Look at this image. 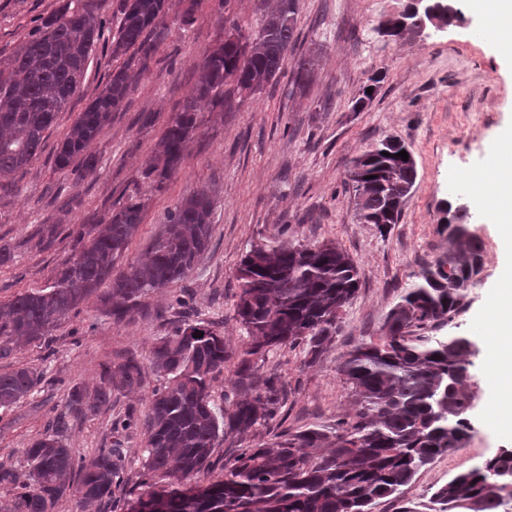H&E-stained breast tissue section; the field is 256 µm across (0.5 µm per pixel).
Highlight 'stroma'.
<instances>
[{"mask_svg": "<svg viewBox=\"0 0 512 512\" xmlns=\"http://www.w3.org/2000/svg\"><path fill=\"white\" fill-rule=\"evenodd\" d=\"M407 0H300L296 45L276 85L235 101L232 110L202 106L199 129L188 143L177 174L154 190L143 172L156 161L155 144L184 99L193 91L194 66L224 39L218 0H197L192 23L181 21L184 0H170L163 18L169 34L159 45L120 112L92 146L98 158L94 178L74 183L54 166L56 148L79 112L104 87L119 65L110 48L97 46L80 89L44 134L37 157L18 174V190L0 191V244L11 262L0 267V302L46 286L55 268L77 247L72 228L101 223L131 190L145 202L143 222L113 275L142 259L161 232L165 215L184 196L204 186L216 189L210 246L182 284L149 294L144 310L123 321L106 315L99 296H90L54 331L49 345L18 350L6 365H36L46 378L18 407L0 414V465L12 469L15 485H0V512H8L15 486L27 479L24 450L46 430L73 386L94 390L104 366L135 354L148 362L156 340L181 318L174 297L192 291L198 318L215 322L232 351L241 350L245 331L235 319L237 268L252 245L273 238L313 246L331 242L354 260L359 289L342 313L340 328L321 359L306 365L302 350L269 352L260 371L278 374L288 400L282 421L261 427L264 437L280 429L296 432L331 425L347 417L353 404L338 371V359L359 342L380 336L389 310L418 280L425 265L449 248L439 209L451 199L449 184L480 175L495 159L500 132L512 125V55L495 39L474 33L487 18L462 0V18L447 31L406 40H383L376 26L402 12ZM58 0H0V60L49 15ZM317 59L315 77L304 93L293 90L297 57ZM376 85L362 109L354 103L367 85ZM394 137L411 151L415 185L398 223L386 231L356 217L351 161L380 140ZM470 207L467 227L482 244L483 265L444 335L472 338L484 345L481 325L508 253L501 227L478 203V190L463 191ZM469 417L475 433L464 447L438 457L396 498L379 500L373 512H397L401 503H429L437 487L454 474L512 449V433L490 425L496 394L485 353L471 359ZM163 374L147 371L141 388L116 390L111 403L71 421L63 441L75 457H91L112 445L113 420L134 415L124 448L131 471L124 487L134 495L140 482L145 435L139 421Z\"/></svg>", "mask_w": 512, "mask_h": 512, "instance_id": "stroma-1", "label": "stroma"}]
</instances>
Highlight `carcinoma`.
<instances>
[{"mask_svg": "<svg viewBox=\"0 0 512 512\" xmlns=\"http://www.w3.org/2000/svg\"><path fill=\"white\" fill-rule=\"evenodd\" d=\"M99 10L98 0H60L14 49L7 69L0 68V189L16 188V175L37 155L45 131L80 87L93 48L104 36ZM166 10L168 0H120L111 54L126 60L64 134L54 158L57 171L80 180L96 175L91 145L168 36ZM259 11L254 29L241 32L243 43L220 42L195 65L194 91L156 144L162 164L144 174L156 188L177 173L186 143L199 128L201 103L228 107L235 95L251 96L277 82L294 50L299 0H277L273 9ZM417 21L419 17L402 12L387 24L391 36L401 39L405 25ZM314 66L310 56L297 58L294 86L306 87ZM404 149L401 141L385 139L365 152L362 179L351 180L354 195H363L357 216L364 223L383 228L400 220L402 209L395 201L408 197L417 177L416 165L397 156ZM143 209L141 196L132 193L104 223L89 231L73 229L80 248L56 268L52 283L0 304V360L46 340L105 283L101 300L112 318L121 321L143 308L149 293L188 275L212 238L209 188L170 209L165 230L146 259L109 280L116 257L141 224ZM465 221L464 213L448 204L454 248L421 270L419 281L386 315L382 336L355 345L340 362L354 402L349 417L268 440L258 432L287 398L276 374L259 375L260 362L273 349L300 348L306 364L316 363L336 335L359 278L353 260L333 243L306 247L274 239L255 244L237 270L235 316L247 345L233 353L214 323L188 318L151 350V366L167 382L153 391L144 419L141 463L149 491L135 498L115 496L126 473L122 438L130 419L112 422V447L77 459L63 443L65 418L60 417L25 449L29 482L15 495L10 512H51L74 484L80 503L104 502L119 512H372L377 501L393 496L438 457L463 446L473 431L463 383L473 355L468 340L418 335L427 327L446 326L475 282L482 254L478 243L459 231ZM190 329L200 337L187 334ZM234 358L236 384L252 397H227L224 408L212 402L211 387L214 374ZM145 375L142 362L127 355L103 368L93 394L72 387L66 411L81 415L107 406L112 391L139 387ZM43 377L44 371L34 366L0 373V410L30 396ZM248 435L257 442L224 466V479L207 485L192 482L213 466L219 442L233 444ZM511 468V456H492L439 486L432 504L437 512H502L512 489L500 472Z\"/></svg>", "mask_w": 512, "mask_h": 512, "instance_id": "carcinoma-1", "label": "carcinoma"}]
</instances>
